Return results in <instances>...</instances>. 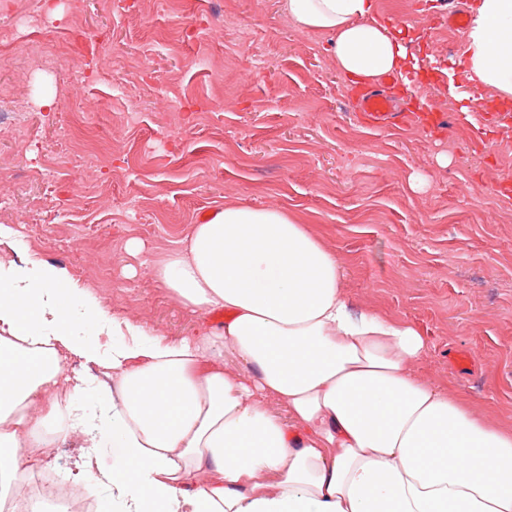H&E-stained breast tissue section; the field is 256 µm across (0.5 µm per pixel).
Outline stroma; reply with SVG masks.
Instances as JSON below:
<instances>
[{"label":"stroma","mask_w":512,"mask_h":512,"mask_svg":"<svg viewBox=\"0 0 512 512\" xmlns=\"http://www.w3.org/2000/svg\"><path fill=\"white\" fill-rule=\"evenodd\" d=\"M54 3L0 0L1 262L54 266L74 301L193 336L223 311L185 310L150 263L220 206L285 208L335 250L356 306L425 336L423 376L512 425V132H476L448 95L478 93L458 0L392 14L427 63L415 97L451 120L430 132L362 123L329 36L279 0Z\"/></svg>","instance_id":"stroma-1"}]
</instances>
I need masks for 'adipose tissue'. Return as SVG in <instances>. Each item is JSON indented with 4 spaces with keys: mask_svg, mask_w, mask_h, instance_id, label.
Wrapping results in <instances>:
<instances>
[{
    "mask_svg": "<svg viewBox=\"0 0 512 512\" xmlns=\"http://www.w3.org/2000/svg\"><path fill=\"white\" fill-rule=\"evenodd\" d=\"M282 9L331 35L346 81L419 79L407 28L375 0ZM462 62L474 86L512 98V0H471ZM151 275L192 312L223 310V331L108 327L95 295L74 303L60 271L0 262V483L19 456L47 454L52 428L84 447L74 481L109 487L123 512H512V431L420 374L416 326L352 306L335 251L296 214L225 205ZM89 321L125 335L78 336ZM73 356L111 373L69 381L99 406L51 400ZM106 443L126 471L100 467Z\"/></svg>",
    "mask_w": 512,
    "mask_h": 512,
    "instance_id": "adipose-tissue-1",
    "label": "adipose tissue"
}]
</instances>
